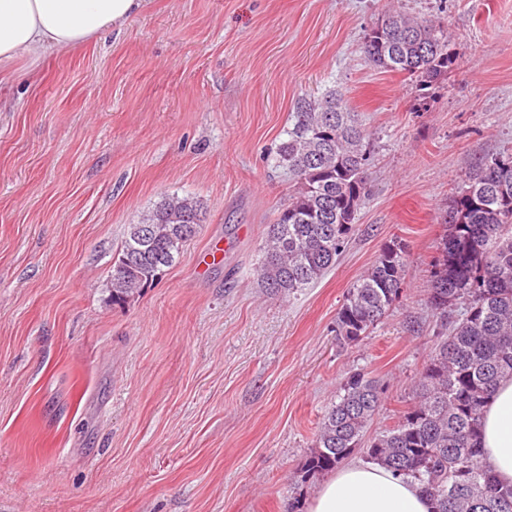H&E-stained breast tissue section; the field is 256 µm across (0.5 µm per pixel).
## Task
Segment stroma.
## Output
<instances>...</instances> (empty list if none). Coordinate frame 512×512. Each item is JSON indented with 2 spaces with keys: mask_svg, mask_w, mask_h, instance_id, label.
I'll use <instances>...</instances> for the list:
<instances>
[{
  "mask_svg": "<svg viewBox=\"0 0 512 512\" xmlns=\"http://www.w3.org/2000/svg\"><path fill=\"white\" fill-rule=\"evenodd\" d=\"M391 9L447 18V80L420 91L364 58ZM330 90L370 134L371 191L335 267L282 298L258 276L295 187L273 156L299 99ZM495 154H512V0H147L0 84V512L311 501L322 480L298 472L351 371L383 389L368 436L412 405L448 200ZM171 194L199 200V233L113 303L128 225ZM395 238L400 301L339 343L348 289Z\"/></svg>",
  "mask_w": 512,
  "mask_h": 512,
  "instance_id": "stroma-1",
  "label": "stroma"
}]
</instances>
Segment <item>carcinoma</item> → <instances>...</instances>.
Returning <instances> with one entry per match:
<instances>
[{"label": "carcinoma", "mask_w": 512, "mask_h": 512, "mask_svg": "<svg viewBox=\"0 0 512 512\" xmlns=\"http://www.w3.org/2000/svg\"><path fill=\"white\" fill-rule=\"evenodd\" d=\"M385 19L363 36L371 64L407 76L420 91L448 79L456 57L444 21L396 10ZM275 164L297 188L268 225L259 272L270 293L290 296L333 268L359 231L355 220L372 164L368 134L335 91L303 99ZM444 223L428 288L441 341L414 405L395 427L364 442L383 391L363 371L351 372L320 422L302 478L329 472L362 449L371 462L417 482L434 512H512V486L482 465L479 442L487 399L502 377L512 376V155L476 164L449 200ZM200 224V203L172 195L128 225L112 268V301L152 284ZM405 272V246L393 239L349 288L336 336L356 345L373 333L402 297Z\"/></svg>", "instance_id": "cac0c4a2"}]
</instances>
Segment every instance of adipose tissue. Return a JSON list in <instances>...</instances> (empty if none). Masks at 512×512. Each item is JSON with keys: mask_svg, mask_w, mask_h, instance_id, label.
Listing matches in <instances>:
<instances>
[{"mask_svg": "<svg viewBox=\"0 0 512 512\" xmlns=\"http://www.w3.org/2000/svg\"><path fill=\"white\" fill-rule=\"evenodd\" d=\"M145 0H0V66L39 59L100 38L141 12ZM482 463L512 485V377L502 378L484 408ZM309 512H431L411 479L380 465L349 463L326 479Z\"/></svg>", "mask_w": 512, "mask_h": 512, "instance_id": "obj_1", "label": "adipose tissue"}]
</instances>
